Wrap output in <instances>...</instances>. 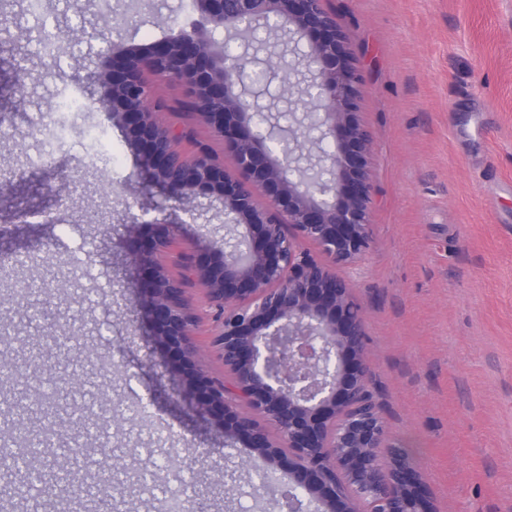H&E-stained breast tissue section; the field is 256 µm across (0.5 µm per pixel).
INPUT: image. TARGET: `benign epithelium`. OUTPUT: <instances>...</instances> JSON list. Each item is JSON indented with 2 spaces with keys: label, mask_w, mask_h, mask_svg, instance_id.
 <instances>
[{
  "label": "benign epithelium",
  "mask_w": 512,
  "mask_h": 512,
  "mask_svg": "<svg viewBox=\"0 0 512 512\" xmlns=\"http://www.w3.org/2000/svg\"><path fill=\"white\" fill-rule=\"evenodd\" d=\"M208 29L184 31L149 50L120 43L99 53L89 92L119 113L131 144L166 198L217 194L234 235L224 249L197 253L194 268L224 308V367L234 394L215 386L187 345L188 318L172 301L177 284L154 261L175 225L152 221L156 235L135 238L139 265L135 305L167 347L166 367L179 373L200 416L224 427L233 448L251 449L271 476H288L285 512L312 504L351 512L347 489L369 500V512H435L423 474L388 443L384 420L365 401L369 368L365 319L334 268L361 259L373 242L372 133L359 119L360 77L348 37L323 0H194ZM276 31L294 44L273 67L283 80L303 76L308 109L270 122L241 55L213 50L214 34L234 41L247 31ZM187 84L192 107L231 153L229 172L208 155L187 157L165 143L174 130L152 116L145 75ZM249 92L233 93L235 86ZM310 140L316 158L290 144ZM259 189L267 206L253 198ZM314 243L325 261L303 255ZM246 405L277 425L281 443L241 412ZM288 452H283V449Z\"/></svg>",
  "instance_id": "1"
}]
</instances>
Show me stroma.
Returning <instances> with one entry per match:
<instances>
[{
	"label": "stroma",
	"instance_id": "obj_1",
	"mask_svg": "<svg viewBox=\"0 0 512 512\" xmlns=\"http://www.w3.org/2000/svg\"><path fill=\"white\" fill-rule=\"evenodd\" d=\"M44 0L48 28L66 35L81 23H111V38L142 48L201 24L186 0ZM349 37L361 74L359 116L374 142L373 244L337 275L365 312L369 390L390 443L412 448L436 512H512V0H324ZM12 22V51L0 54V170L14 175V198L0 204V269L12 291L0 294V363L14 374L0 387V441L28 424L13 404L30 362L52 355L56 372L98 381L89 358L113 365L110 401L96 409L108 436L91 432L60 453L29 462L33 471L83 466L111 512H169L171 490L194 477L201 512H268L246 495L251 453L239 449L234 480L225 477L224 430L207 423L181 377L164 370L149 327L128 308L138 292L127 239L148 237L150 221L177 224L155 256L180 282L189 338L216 386L229 374L218 341L223 308L193 268L203 248L220 249L228 231L219 196L171 207L159 185L136 178L137 155L112 110L70 115L64 145L45 165L41 130L56 123V94L80 91L96 65L61 48L56 58L32 41L25 0H0ZM15 55L31 74L21 92ZM149 106L179 133L188 156L208 154L232 168L231 154L188 109L187 85L148 74ZM112 150L88 163L91 131ZM80 188L59 202L57 190ZM144 223L122 226L126 213ZM69 279L66 290L57 280ZM121 458L132 476L156 473L159 487L131 494L97 475Z\"/></svg>",
	"mask_w": 512,
	"mask_h": 512
}]
</instances>
